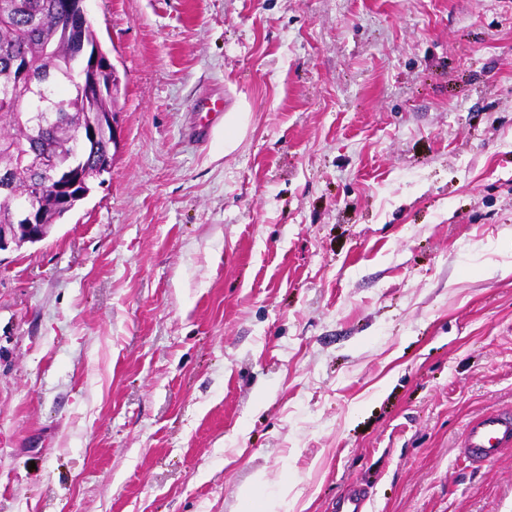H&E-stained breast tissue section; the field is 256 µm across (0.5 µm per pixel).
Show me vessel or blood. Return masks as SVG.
Segmentation results:
<instances>
[{
  "mask_svg": "<svg viewBox=\"0 0 512 512\" xmlns=\"http://www.w3.org/2000/svg\"><path fill=\"white\" fill-rule=\"evenodd\" d=\"M512 447V414L491 411L468 421L460 448L469 461L481 465L493 461ZM368 490L360 485L349 486L336 502L335 512H367Z\"/></svg>",
  "mask_w": 512,
  "mask_h": 512,
  "instance_id": "1",
  "label": "vessel or blood"
}]
</instances>
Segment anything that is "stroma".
Returning <instances> with one entry per match:
<instances>
[{
  "label": "stroma",
  "mask_w": 512,
  "mask_h": 512,
  "mask_svg": "<svg viewBox=\"0 0 512 512\" xmlns=\"http://www.w3.org/2000/svg\"><path fill=\"white\" fill-rule=\"evenodd\" d=\"M87 7L121 143L0 252V512H512L459 451L512 410V0ZM288 483H286L278 498H260L256 496V492L245 490L241 492V499L245 505L244 510L247 512H277L281 507L283 498L288 497ZM369 491L361 485L349 486L336 501L334 512H367Z\"/></svg>",
  "instance_id": "stroma-1"
}]
</instances>
